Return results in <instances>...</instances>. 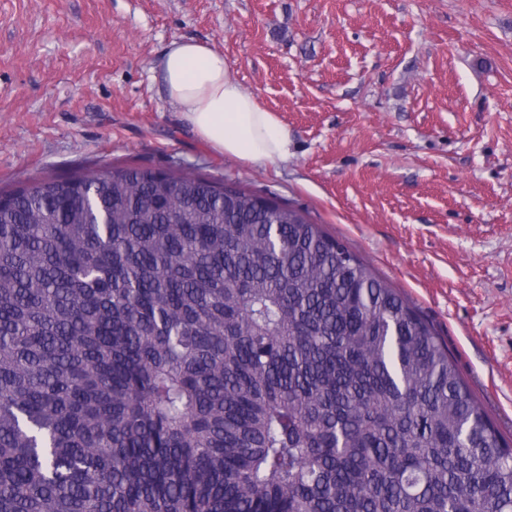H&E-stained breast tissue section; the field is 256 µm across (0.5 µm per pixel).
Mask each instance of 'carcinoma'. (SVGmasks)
I'll use <instances>...</instances> for the list:
<instances>
[{"mask_svg":"<svg viewBox=\"0 0 512 512\" xmlns=\"http://www.w3.org/2000/svg\"><path fill=\"white\" fill-rule=\"evenodd\" d=\"M0 198V512H512L448 345L307 213L137 166Z\"/></svg>","mask_w":512,"mask_h":512,"instance_id":"1","label":"carcinoma"}]
</instances>
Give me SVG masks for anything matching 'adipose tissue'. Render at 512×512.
<instances>
[{
  "label": "adipose tissue",
  "mask_w": 512,
  "mask_h": 512,
  "mask_svg": "<svg viewBox=\"0 0 512 512\" xmlns=\"http://www.w3.org/2000/svg\"><path fill=\"white\" fill-rule=\"evenodd\" d=\"M155 78L192 133L218 153L252 164L284 162L291 156L287 128L243 91L223 55L205 44L170 42Z\"/></svg>",
  "instance_id": "1"
}]
</instances>
